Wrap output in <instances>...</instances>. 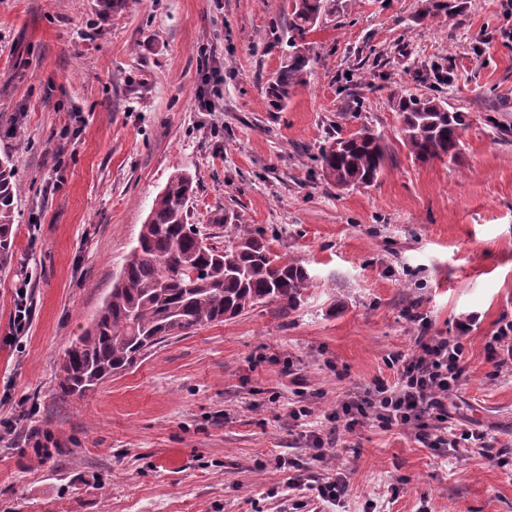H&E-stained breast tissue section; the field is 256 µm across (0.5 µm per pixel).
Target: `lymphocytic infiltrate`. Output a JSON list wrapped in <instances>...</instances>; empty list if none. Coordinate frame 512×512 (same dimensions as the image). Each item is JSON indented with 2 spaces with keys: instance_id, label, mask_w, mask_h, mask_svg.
I'll use <instances>...</instances> for the list:
<instances>
[{
  "instance_id": "obj_1",
  "label": "lymphocytic infiltrate",
  "mask_w": 512,
  "mask_h": 512,
  "mask_svg": "<svg viewBox=\"0 0 512 512\" xmlns=\"http://www.w3.org/2000/svg\"><path fill=\"white\" fill-rule=\"evenodd\" d=\"M400 378L395 385L376 382L366 395L343 401L336 420L354 430L364 419L375 418L388 426H409L416 439L430 448H458L467 443L485 447V436L448 425V395L464 375V347L448 336L416 337L410 353L395 354Z\"/></svg>"
}]
</instances>
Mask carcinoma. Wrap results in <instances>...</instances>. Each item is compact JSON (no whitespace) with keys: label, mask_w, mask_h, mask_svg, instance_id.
Segmentation results:
<instances>
[{"label":"carcinoma","mask_w":512,"mask_h":512,"mask_svg":"<svg viewBox=\"0 0 512 512\" xmlns=\"http://www.w3.org/2000/svg\"><path fill=\"white\" fill-rule=\"evenodd\" d=\"M348 2L289 0V52L268 86L272 106L306 84L313 61L307 37ZM446 12L447 0H423L417 19ZM392 103L402 117V143L411 156L420 162L459 158L467 128L464 113L449 109L440 97L404 87L393 90ZM388 157L382 135L362 128L334 139L319 162L325 180L348 189L373 183ZM20 190L12 157H0V266L13 257L14 201ZM192 193V179L180 172L156 196L101 313L66 350L55 383L61 395H86L132 367L147 350L198 326L222 323L268 303L294 309L308 296L313 288L308 270L274 251L247 225H225L222 246L197 238L187 222Z\"/></svg>","instance_id":"1"}]
</instances>
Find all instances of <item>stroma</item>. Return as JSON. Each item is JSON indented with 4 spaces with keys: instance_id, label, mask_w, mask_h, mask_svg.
<instances>
[{
    "instance_id": "stroma-1",
    "label": "stroma",
    "mask_w": 512,
    "mask_h": 512,
    "mask_svg": "<svg viewBox=\"0 0 512 512\" xmlns=\"http://www.w3.org/2000/svg\"><path fill=\"white\" fill-rule=\"evenodd\" d=\"M419 6L352 0L328 17L306 84L276 109L266 87L288 56V0H0V154L22 186L0 269V512H288L279 457L342 474L334 512H512V361L487 350L512 326V0L423 22ZM209 54L210 114L197 108ZM399 85L466 113L456 161L409 155ZM363 127L390 149L378 180L324 181L321 148ZM178 172L193 179L189 223L218 245L225 225H248L308 269V297L190 330L61 397L66 348ZM424 331L463 344L449 421L486 447L428 448L373 419L336 428L337 404L396 382L390 357ZM34 430L46 448L30 447ZM313 432L332 440L327 460ZM26 285L27 284L23 283L15 289L16 311L14 314L13 326L15 334L18 335L23 334L27 330L29 324V308L27 306L28 289L26 288Z\"/></svg>"
}]
</instances>
